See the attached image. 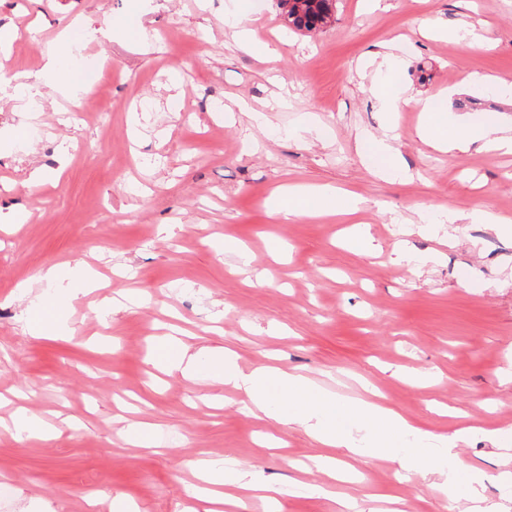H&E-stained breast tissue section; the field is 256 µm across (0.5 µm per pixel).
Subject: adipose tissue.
I'll return each mask as SVG.
<instances>
[{"mask_svg": "<svg viewBox=\"0 0 512 512\" xmlns=\"http://www.w3.org/2000/svg\"><path fill=\"white\" fill-rule=\"evenodd\" d=\"M418 135L435 149L448 153L469 150L477 142L486 149L512 153V128L495 127L478 135L473 125L456 119L446 126L422 124ZM345 211L340 196L329 186L288 188L271 204L272 216L283 222ZM43 278L58 285L59 291L48 300L44 313L31 321L30 330L36 336L61 330L68 305V289L61 286L59 271L48 268ZM154 362L189 379L219 380L241 395L246 408L257 418L283 426H302L319 445L317 467L330 479L341 476L336 468L337 456L386 450L407 470L417 473L432 469L447 474L451 496L477 503V512H498L496 505L485 504L480 476L449 448L446 438L424 430L393 407L360 398L339 401L301 375L267 366L245 371L232 351L194 352L176 338L163 344ZM194 468L201 482L197 498L210 504V512H220L225 505L241 510L246 491L260 493L272 504L278 501L279 488L251 473L235 467L224 469L207 459L197 460Z\"/></svg>", "mask_w": 512, "mask_h": 512, "instance_id": "1", "label": "adipose tissue"}]
</instances>
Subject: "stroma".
<instances>
[{
	"label": "stroma",
	"mask_w": 512,
	"mask_h": 512,
	"mask_svg": "<svg viewBox=\"0 0 512 512\" xmlns=\"http://www.w3.org/2000/svg\"><path fill=\"white\" fill-rule=\"evenodd\" d=\"M225 2L0 0V31L11 33L0 69L30 83L0 82V421L22 408L49 430H0V512H113L116 499L181 512L196 503L204 455L288 489L282 512H336L339 497L387 512L392 496L401 512H468L442 478L398 481L385 452L351 459V480L327 481L303 428L224 405L223 385L161 374L151 355L176 328L192 348L233 350L242 368L277 366L339 399L377 388L438 434L464 416L512 430V234L448 220L452 209L512 220V154L423 142L422 113L382 111L381 74L365 65L395 51L403 94L447 96L437 122L511 128L512 0H336L333 25L310 34L289 31L274 0H250L251 51L225 25ZM437 19L472 24L477 42L423 37ZM64 33L84 47L48 71ZM102 68L112 81L98 95L62 93ZM475 70L495 83L467 86ZM465 97L478 107L459 111ZM387 133L401 171L381 176L357 141ZM34 166L43 183H29ZM283 185L335 187L355 211L276 221L268 205ZM20 210L30 222L10 223ZM228 239L263 282L245 283ZM429 254L437 262L419 266ZM51 267L92 268L100 285L73 301L63 331L34 337L26 320L56 292L41 278ZM130 412L154 428L153 446L121 437L117 419ZM269 437L284 447H262ZM456 451L499 502L512 454L479 435ZM322 482L329 496L294 492Z\"/></svg>",
	"instance_id": "obj_1"
}]
</instances>
